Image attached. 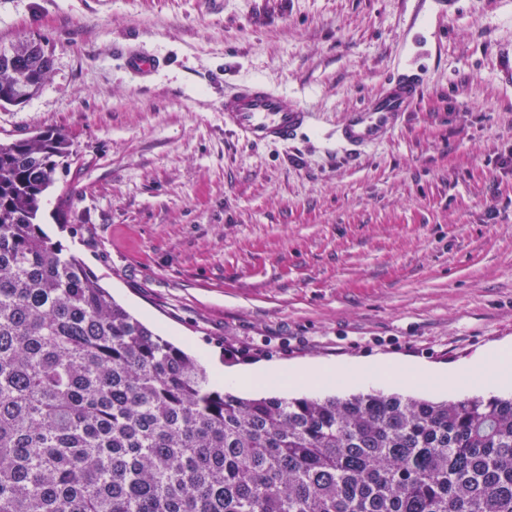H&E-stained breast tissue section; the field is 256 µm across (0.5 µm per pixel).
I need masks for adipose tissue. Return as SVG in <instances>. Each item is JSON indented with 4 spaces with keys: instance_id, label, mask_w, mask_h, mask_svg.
<instances>
[{
    "instance_id": "adipose-tissue-1",
    "label": "adipose tissue",
    "mask_w": 512,
    "mask_h": 512,
    "mask_svg": "<svg viewBox=\"0 0 512 512\" xmlns=\"http://www.w3.org/2000/svg\"><path fill=\"white\" fill-rule=\"evenodd\" d=\"M512 367V348L493 350L490 357H478L468 363L448 369L421 366L405 362L388 364L355 361L345 365H303L288 367L279 365H259L247 369H227L216 367L217 377L228 386H243L256 383L283 384L285 380L303 383L311 377H320L327 386L341 387L354 382L377 384L391 381L406 384L414 380L452 379L455 386L467 387L481 384L493 389L499 385V375Z\"/></svg>"
}]
</instances>
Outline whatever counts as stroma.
<instances>
[{"instance_id":"1","label":"stroma","mask_w":512,"mask_h":512,"mask_svg":"<svg viewBox=\"0 0 512 512\" xmlns=\"http://www.w3.org/2000/svg\"><path fill=\"white\" fill-rule=\"evenodd\" d=\"M0 0V47L42 37L40 93L0 137L46 129L77 156L45 232L164 339L224 366L448 367L512 344V52L506 0ZM157 70H129L123 53ZM427 87L354 164L318 135L224 131L247 78L335 128L407 62Z\"/></svg>"}]
</instances>
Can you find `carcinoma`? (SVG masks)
<instances>
[{
  "instance_id": "cac0c4a2",
  "label": "carcinoma",
  "mask_w": 512,
  "mask_h": 512,
  "mask_svg": "<svg viewBox=\"0 0 512 512\" xmlns=\"http://www.w3.org/2000/svg\"><path fill=\"white\" fill-rule=\"evenodd\" d=\"M51 69L1 47L0 106ZM74 154L0 139V512H512V396L224 392L42 229Z\"/></svg>"
}]
</instances>
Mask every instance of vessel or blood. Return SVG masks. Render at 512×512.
Masks as SVG:
<instances>
[{"label": "vessel or blood", "instance_id": "vessel-or-blood-1", "mask_svg": "<svg viewBox=\"0 0 512 512\" xmlns=\"http://www.w3.org/2000/svg\"><path fill=\"white\" fill-rule=\"evenodd\" d=\"M425 86L421 68L400 66L381 92L347 112L336 128L333 151L353 163L364 151L385 144L415 111ZM221 109L225 131L255 146L287 144L319 129L315 112L289 102L283 91L261 80L239 83L225 95Z\"/></svg>", "mask_w": 512, "mask_h": 512}]
</instances>
